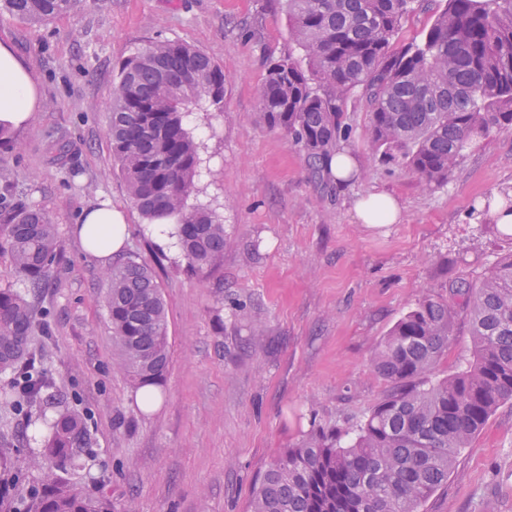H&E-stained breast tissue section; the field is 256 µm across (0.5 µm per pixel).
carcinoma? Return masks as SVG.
Instances as JSON below:
<instances>
[{
  "mask_svg": "<svg viewBox=\"0 0 512 512\" xmlns=\"http://www.w3.org/2000/svg\"><path fill=\"white\" fill-rule=\"evenodd\" d=\"M82 0H0L28 21L54 18ZM295 50L268 61L260 91L263 120L283 129L306 155L311 179L327 185L325 157L351 130L344 108L361 90L368 149L441 186L481 139L512 127V0H444L421 41L398 49L402 20L418 0H283ZM307 61L302 68L294 51ZM189 73L182 82L176 74ZM224 69L181 42L152 43L121 62L107 137L129 196L147 221L174 220L193 271L223 257L224 224L191 205L204 159L186 127L192 112L222 108ZM0 235L16 272L32 285L57 255L56 226L17 198L1 177ZM112 341L134 388L157 384L170 361L167 306L154 271L131 257L106 273ZM466 297L474 358L461 372L435 376L455 336L454 308L426 292L390 328L374 353L388 390L357 432L312 437L274 458L250 512H419L448 482L455 457L470 447L497 408L512 400V257L482 280L453 290ZM35 320L26 295L0 289V373L13 374L3 401L28 416L43 405L50 381L31 361ZM84 419L67 410L38 453L40 486L19 512H112L66 475L89 453Z\"/></svg>",
  "mask_w": 512,
  "mask_h": 512,
  "instance_id": "obj_1",
  "label": "carcinoma"
}]
</instances>
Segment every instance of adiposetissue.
Instances as JSON below:
<instances>
[{
	"label": "adipose tissue",
	"instance_id": "ef3b65f1",
	"mask_svg": "<svg viewBox=\"0 0 512 512\" xmlns=\"http://www.w3.org/2000/svg\"><path fill=\"white\" fill-rule=\"evenodd\" d=\"M38 104V89L30 71L6 45H0V131L12 133L27 128ZM360 223L370 227L400 220L402 208L391 196L371 193L355 205ZM75 232L85 251L100 262L119 252L126 240V226L120 211L104 203L86 211Z\"/></svg>",
	"mask_w": 512,
	"mask_h": 512
}]
</instances>
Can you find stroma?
<instances>
[{
    "mask_svg": "<svg viewBox=\"0 0 512 512\" xmlns=\"http://www.w3.org/2000/svg\"><path fill=\"white\" fill-rule=\"evenodd\" d=\"M190 44L224 69V108L188 123L206 161L199 203L224 226V256L186 272L130 202L106 137L119 64L149 42ZM0 43L34 76L40 107L0 147V173L49 213L58 251L48 280L30 288L0 248V289L36 308L29 350L50 392L84 417L92 452L71 477L118 512H250L253 490L284 449L330 430L351 438L387 390L370 358L424 292L449 294L512 253L480 206L512 189V130L492 133L447 184L428 188L365 147L368 113L347 103L343 146L360 172L346 189L310 178L304 154L260 115L265 61L292 43L279 0H82L35 24L0 11ZM386 192L398 223L370 228L353 206ZM109 200L128 227L125 253L152 268L168 310L171 358L154 407H141L112 342L106 265L74 228ZM445 376L472 359L461 298ZM47 429L0 405V475L23 473L10 499L39 476L24 470ZM420 512H512V401L456 457L448 482Z\"/></svg>",
    "mask_w": 512,
    "mask_h": 512,
    "instance_id": "obj_1",
    "label": "stroma"
}]
</instances>
